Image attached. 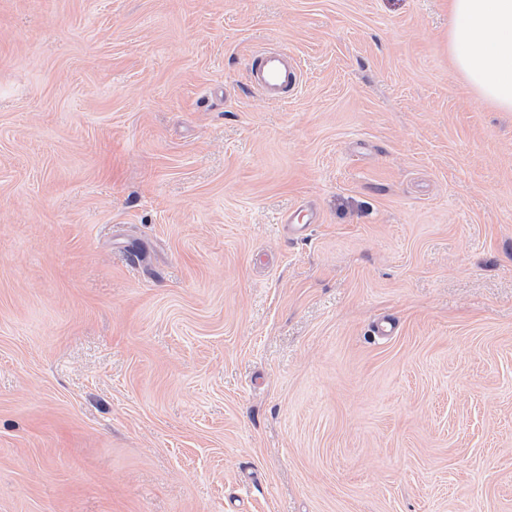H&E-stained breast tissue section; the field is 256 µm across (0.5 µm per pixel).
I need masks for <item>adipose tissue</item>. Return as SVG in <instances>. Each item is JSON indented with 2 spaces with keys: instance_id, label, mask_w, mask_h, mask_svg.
<instances>
[{
  "instance_id": "1",
  "label": "adipose tissue",
  "mask_w": 512,
  "mask_h": 512,
  "mask_svg": "<svg viewBox=\"0 0 512 512\" xmlns=\"http://www.w3.org/2000/svg\"><path fill=\"white\" fill-rule=\"evenodd\" d=\"M448 50L479 99L512 112V0H449Z\"/></svg>"
}]
</instances>
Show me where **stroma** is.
<instances>
[{
	"mask_svg": "<svg viewBox=\"0 0 512 512\" xmlns=\"http://www.w3.org/2000/svg\"><path fill=\"white\" fill-rule=\"evenodd\" d=\"M0 512H512V112L448 0H0ZM250 81L267 102H285L298 85V64L283 51H263L250 69Z\"/></svg>",
	"mask_w": 512,
	"mask_h": 512,
	"instance_id": "1",
	"label": "stroma"
}]
</instances>
